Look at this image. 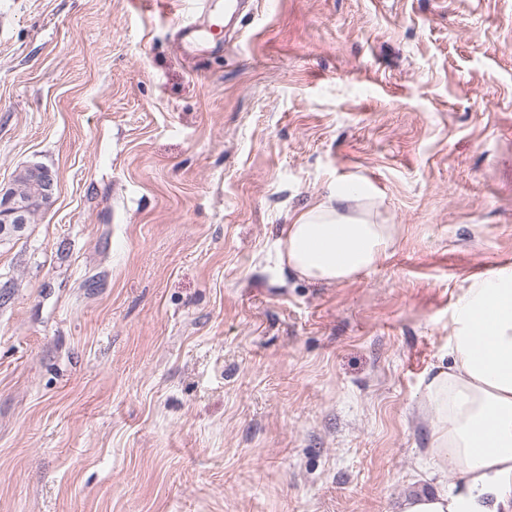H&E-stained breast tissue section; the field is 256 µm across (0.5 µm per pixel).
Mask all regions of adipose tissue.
<instances>
[{
    "instance_id": "obj_1",
    "label": "adipose tissue",
    "mask_w": 512,
    "mask_h": 512,
    "mask_svg": "<svg viewBox=\"0 0 512 512\" xmlns=\"http://www.w3.org/2000/svg\"><path fill=\"white\" fill-rule=\"evenodd\" d=\"M396 238L395 225L377 220L372 188L351 180L302 209L281 245L301 278L340 284L373 269ZM447 357L418 409L431 421L428 455L458 482L404 496L397 512H512V266L472 277L448 326Z\"/></svg>"
}]
</instances>
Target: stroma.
Returning a JSON list of instances; mask_svg holds the SVG:
<instances>
[{
	"mask_svg": "<svg viewBox=\"0 0 512 512\" xmlns=\"http://www.w3.org/2000/svg\"><path fill=\"white\" fill-rule=\"evenodd\" d=\"M0 0V512H395L471 277L512 265V0ZM361 178L398 227L336 285L286 224ZM32 189L33 197L38 200L41 209L49 208L53 203L56 182L51 171L39 164L23 169ZM29 205L15 192L14 184L0 183V237L17 236L28 224Z\"/></svg>",
	"mask_w": 512,
	"mask_h": 512,
	"instance_id": "stroma-1",
	"label": "stroma"
}]
</instances>
